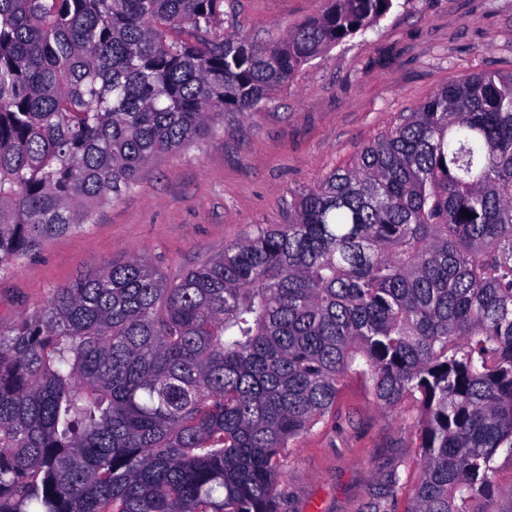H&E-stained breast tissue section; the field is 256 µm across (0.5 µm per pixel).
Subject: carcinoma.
Masks as SVG:
<instances>
[{"label": "carcinoma", "instance_id": "carcinoma-1", "mask_svg": "<svg viewBox=\"0 0 512 512\" xmlns=\"http://www.w3.org/2000/svg\"><path fill=\"white\" fill-rule=\"evenodd\" d=\"M394 6L325 0L259 43L233 0H0V274ZM353 371L420 408L409 512H495L512 71L441 87L178 280L135 254L0 329V512H280L285 449Z\"/></svg>", "mask_w": 512, "mask_h": 512}]
</instances>
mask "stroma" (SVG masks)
<instances>
[{
	"instance_id": "35a3bbf8",
	"label": "stroma",
	"mask_w": 512,
	"mask_h": 512,
	"mask_svg": "<svg viewBox=\"0 0 512 512\" xmlns=\"http://www.w3.org/2000/svg\"><path fill=\"white\" fill-rule=\"evenodd\" d=\"M324 0H236L239 33L279 38ZM512 70V0H398L373 29L325 52L265 108L217 125L146 168L92 224L48 239L0 274V326L103 264L148 256L167 277L196 267L256 225L288 221L292 191L313 186L442 86ZM419 408L380 410L350 375L326 419L291 442L279 474L282 512H407L421 470ZM401 489L381 495L391 480Z\"/></svg>"
}]
</instances>
